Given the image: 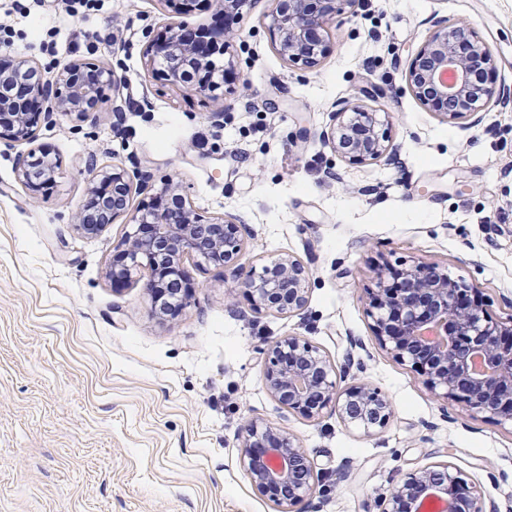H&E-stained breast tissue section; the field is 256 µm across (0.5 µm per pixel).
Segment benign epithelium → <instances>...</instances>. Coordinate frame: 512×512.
<instances>
[{"label": "benign epithelium", "mask_w": 512, "mask_h": 512, "mask_svg": "<svg viewBox=\"0 0 512 512\" xmlns=\"http://www.w3.org/2000/svg\"><path fill=\"white\" fill-rule=\"evenodd\" d=\"M361 0H269L267 28L279 54L289 62L312 68L329 50L328 22L343 7L355 12ZM193 31L170 25L145 48L147 73L164 84L190 92H212L224 81L214 74L213 55L222 56L234 34L221 31L212 51H201ZM494 59L473 26L461 22L440 26L422 43L407 66V83L417 100L448 120L471 117L495 97L489 82ZM11 75L10 91H0V139L22 147L16 172L31 191L53 176L49 154L35 146L41 119L63 112L85 121L97 112L105 90L115 84L112 67L72 61L48 79L32 59L0 55V78ZM388 114L343 106L328 140L336 153L350 160H394L397 149L387 135ZM143 180L120 167L88 169V200L76 217L79 229L97 233L128 211ZM136 225L124 243L112 280L125 281L144 259L154 275L146 284L154 314L180 312L167 299L172 279L190 282L187 255L201 256L216 267L230 269L249 295L253 310L288 315L307 302L309 273L290 255L272 257L243 271L235 263L243 251V225L224 218L202 222L178 183L170 180L142 201L130 216ZM477 287L453 279L436 264L414 262L402 268L384 266L369 292L371 329L379 344L415 372L425 388L447 405L456 404L473 416L512 427V317L491 320L474 293ZM334 367L316 347L287 336L268 348L263 374L267 392L284 408L307 418L336 411L344 425L372 433L393 417L391 400L376 389L355 383L340 386ZM240 466L279 512H307L315 469L305 449L288 432L252 420L240 439ZM437 497L448 512H484L468 475L450 462L421 468L394 487L379 512H420L425 500Z\"/></svg>", "instance_id": "benign-epithelium-1"}]
</instances>
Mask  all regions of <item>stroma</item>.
Returning <instances> with one entry per match:
<instances>
[{
    "instance_id": "obj_1",
    "label": "stroma",
    "mask_w": 512,
    "mask_h": 512,
    "mask_svg": "<svg viewBox=\"0 0 512 512\" xmlns=\"http://www.w3.org/2000/svg\"><path fill=\"white\" fill-rule=\"evenodd\" d=\"M266 8L233 27L236 80L185 93L146 74L150 35L178 20L164 0H101L74 18L65 0H0V54L48 76L74 60L116 76L94 118L57 112L39 129L60 167L37 195L0 141V512H276L238 463L250 420L313 459L310 512H376L409 473L446 461L512 512V428L441 405L378 344L367 298L378 265L413 260L476 284L490 316L512 314V103L449 122L405 77L434 22L467 21L512 89V0H363L330 22L313 68L277 52ZM343 102L389 114L397 162H352L321 141ZM92 163L147 174L148 194L179 181L200 215L247 225L242 267L301 260L305 309L254 313L223 269L189 256L190 305L156 318L148 267L110 275L128 216L97 234L74 223ZM284 336L317 347L342 384L388 396L386 428L282 408L263 371Z\"/></svg>"
}]
</instances>
